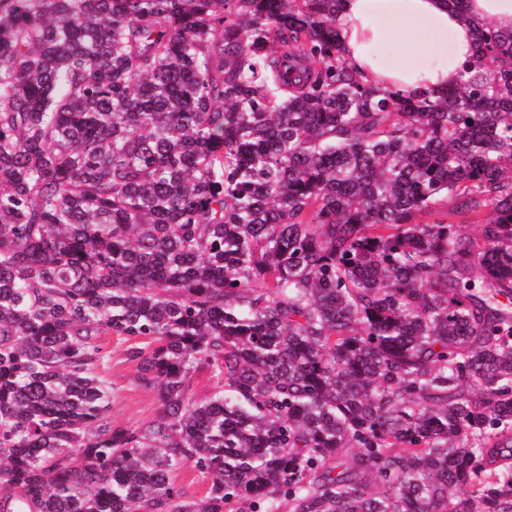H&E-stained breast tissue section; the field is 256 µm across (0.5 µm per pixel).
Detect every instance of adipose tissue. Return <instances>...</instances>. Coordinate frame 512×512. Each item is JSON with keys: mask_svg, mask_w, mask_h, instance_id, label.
<instances>
[{"mask_svg": "<svg viewBox=\"0 0 512 512\" xmlns=\"http://www.w3.org/2000/svg\"><path fill=\"white\" fill-rule=\"evenodd\" d=\"M512 32V0H466L464 11L447 0H342L337 16L340 44L349 69L379 89L444 94L474 55L476 23ZM397 38L403 49L436 43L426 66L416 68L378 58L376 49Z\"/></svg>", "mask_w": 512, "mask_h": 512, "instance_id": "adipose-tissue-1", "label": "adipose tissue"}]
</instances>
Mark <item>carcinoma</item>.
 I'll return each mask as SVG.
<instances>
[{
  "instance_id": "cac0c4a2",
  "label": "carcinoma",
  "mask_w": 512,
  "mask_h": 512,
  "mask_svg": "<svg viewBox=\"0 0 512 512\" xmlns=\"http://www.w3.org/2000/svg\"><path fill=\"white\" fill-rule=\"evenodd\" d=\"M341 2L0 0V512H512V33L379 90ZM110 360L101 373L112 387L111 417L114 426H130L152 419L159 411L155 393L137 384L134 363L126 360L130 344L117 336L102 339ZM173 478L179 486L194 496L204 495L208 488V480L203 478L197 470L189 465L175 470Z\"/></svg>"
}]
</instances>
